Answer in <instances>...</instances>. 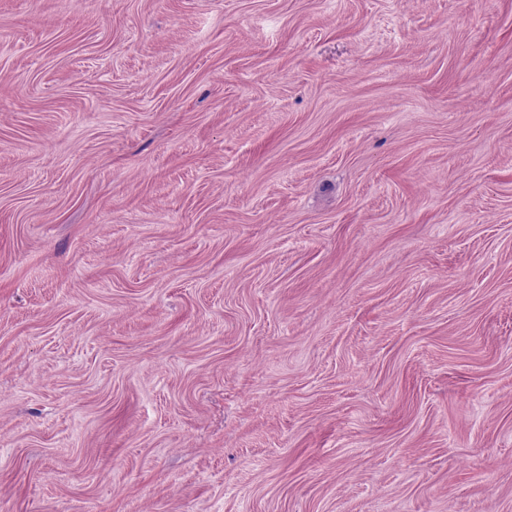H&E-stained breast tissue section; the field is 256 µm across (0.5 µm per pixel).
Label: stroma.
I'll return each instance as SVG.
<instances>
[{
  "label": "stroma",
  "mask_w": 512,
  "mask_h": 512,
  "mask_svg": "<svg viewBox=\"0 0 512 512\" xmlns=\"http://www.w3.org/2000/svg\"><path fill=\"white\" fill-rule=\"evenodd\" d=\"M0 512H512V0H0Z\"/></svg>",
  "instance_id": "obj_1"
}]
</instances>
